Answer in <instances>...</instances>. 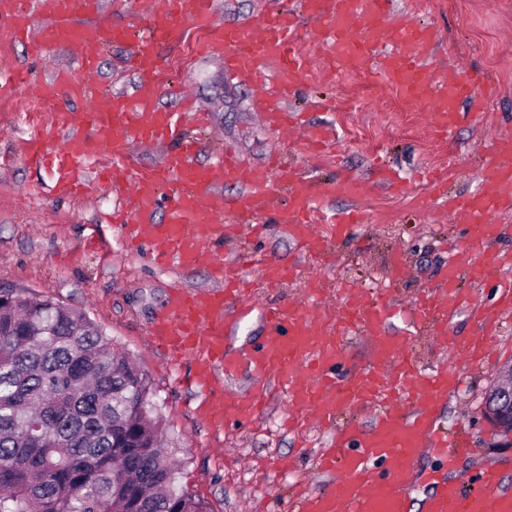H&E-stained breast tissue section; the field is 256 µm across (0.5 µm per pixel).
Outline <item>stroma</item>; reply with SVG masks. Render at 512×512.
Returning a JSON list of instances; mask_svg holds the SVG:
<instances>
[{"label":"stroma","instance_id":"35a3bbf8","mask_svg":"<svg viewBox=\"0 0 512 512\" xmlns=\"http://www.w3.org/2000/svg\"><path fill=\"white\" fill-rule=\"evenodd\" d=\"M215 2L229 26L246 24L265 8L294 4ZM390 10L394 20L425 22L437 30L431 58L436 70L453 71L462 59L468 63L471 93L460 99V117L448 136L430 128L427 102L402 106L379 75L362 67L335 75L321 57L312 56L302 82L279 101L303 122L333 129V148L310 157L303 141L282 142L266 127L262 113L252 106L250 81L225 72L219 60L192 53L196 34L190 29L182 40L159 50V103L177 110L181 86L191 88L210 122L201 161L226 148L259 167L275 153L296 166L312 186L313 222L329 237L332 253L328 264L307 256L270 213L261 219L259 236L216 246L217 260L234 259L246 246L298 268L300 278L267 295L272 304L304 301L307 275L325 277V297L334 302L342 299L345 284L385 294L392 301L387 334L406 338L424 367L452 365L458 383L436 421L446 433L469 428L481 456L455 459L444 448L425 451L408 479L409 501L418 505L438 478L484 465L499 466L505 486L512 488V443L485 422L481 411L498 370L512 361V319L489 367L477 369L462 361L447 362L428 331L415 327L408 313L410 302L443 281L452 255L471 245L466 227L449 212L447 197L476 193L488 143L497 135H512V55L502 52L512 43V0H392ZM126 53L121 44L102 53L101 89L132 93L135 78L125 68ZM9 59L29 72L30 81L18 88L24 101L0 109V155L12 153L15 140L37 131L30 110L37 89L53 80L55 69L74 64L72 48L63 45L53 47L44 60L31 57L18 42ZM477 96L485 98L483 108L474 107ZM344 179L355 181L353 194L334 193ZM52 181L51 169L21 160L0 166V289L23 290L85 314L137 363L153 385L165 448L179 467L178 484L203 501L207 512H295L292 484L329 491L334 479L318 473L315 459L332 442L333 432L305 420L289 429L285 396L278 389L252 421L220 418L224 394L252 392L247 368L231 378L216 373L208 387H187L182 380L191 361L171 362L153 340L151 327L167 305L171 285L211 288L208 267L184 270L173 263H153L147 246L129 244L123 237L118 219L126 201L116 191L64 198L52 194ZM354 210L365 213V223L335 237L337 214ZM225 331L227 350L242 354L261 341L264 325L254 311L242 319L229 317Z\"/></svg>","mask_w":512,"mask_h":512}]
</instances>
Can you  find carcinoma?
Here are the masks:
<instances>
[{"label":"carcinoma","mask_w":512,"mask_h":512,"mask_svg":"<svg viewBox=\"0 0 512 512\" xmlns=\"http://www.w3.org/2000/svg\"><path fill=\"white\" fill-rule=\"evenodd\" d=\"M152 394L83 314L3 300L0 512H206L177 485Z\"/></svg>","instance_id":"carcinoma-1"}]
</instances>
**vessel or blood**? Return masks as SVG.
I'll return each instance as SVG.
<instances>
[{
    "label": "vessel or blood",
    "instance_id": "vessel-or-blood-1",
    "mask_svg": "<svg viewBox=\"0 0 512 512\" xmlns=\"http://www.w3.org/2000/svg\"><path fill=\"white\" fill-rule=\"evenodd\" d=\"M302 15L317 20L318 33L323 43L331 44V51H324L323 43L306 50L299 46L296 32ZM3 23L34 56H46L53 46L64 43L76 50L81 62L79 72L58 71L54 83L43 89L47 95L65 92L74 108L45 113V136L17 141V155L36 164L53 154L58 176L51 190L57 195L90 193L104 182L129 189L132 204L125 224L131 236L147 244L154 259L174 260L186 268L211 262L208 245L223 240L231 225L253 223L270 210L278 223L292 227L305 252L320 256L326 243L309 218L310 187L294 168L274 164L275 179L270 182L237 157L199 162L201 142L188 135L185 126L206 129L208 117L188 91L181 94L179 111L159 106L161 43L183 38L190 27L203 34L196 53L220 58L225 71L247 80L272 74L274 90L259 89L254 105L266 125L282 134L292 126L290 117L286 110L271 107L269 99L285 95L301 81L311 53L326 54L334 70L374 60L386 83L405 101H430L429 122L442 131L455 125L458 101L469 87L465 72L449 80L426 67L435 31L418 25L389 26L385 0H299L298 9L271 10L244 26L218 22L212 0H150L146 31L137 37L128 28L100 20L98 0H0ZM120 43L130 46L126 67L137 77V89L130 95L98 92L101 53ZM59 129L69 136L57 149H49L46 135ZM167 142L173 148L160 162H134V145ZM224 184L240 186L245 196L220 194L218 188ZM169 185L174 194L166 203L162 190ZM278 185L291 198L290 205L279 210L273 199ZM448 207L459 223L467 225L473 242L498 235L500 227L492 223V215L512 211L511 136L493 140L482 168L480 193L450 201ZM160 209L165 218L159 224L154 215ZM248 261L257 267L260 286L267 290L283 287L297 276L296 269L254 254ZM511 265L500 258L482 260L471 250L459 251L445 282L413 305L415 325L432 330L438 349L450 359L476 361L498 345L500 327L512 315V279L504 275ZM215 269L220 274L216 289H177L152 333L168 352L193 358L196 380L219 369L229 377L240 366L249 367L258 387L244 398L225 394V418L253 420L273 384L285 390L289 416L307 410L325 426L341 413L373 402L380 405L368 432L337 431L317 461L319 471L336 473V488L299 492V512H406L405 485L425 449L474 456L466 431L444 437L435 426V411L454 386L455 375L445 369L423 373L409 343L386 335L385 300L371 302L362 292L347 289L331 321L323 325L296 303L258 306L255 294H244L239 287V265L219 263ZM463 270L477 281L496 285L492 302L473 312L477 336L464 342L448 334V312L458 305L455 282ZM232 308L241 316L260 310L265 323L261 342L243 360L228 355L224 347V317ZM356 330L370 337L372 361L342 382L337 370L345 358L344 342ZM501 484V474L491 466L457 474L440 481L426 512H512V493L502 490Z\"/></svg>",
    "mask_w": 512,
    "mask_h": 512
}]
</instances>
